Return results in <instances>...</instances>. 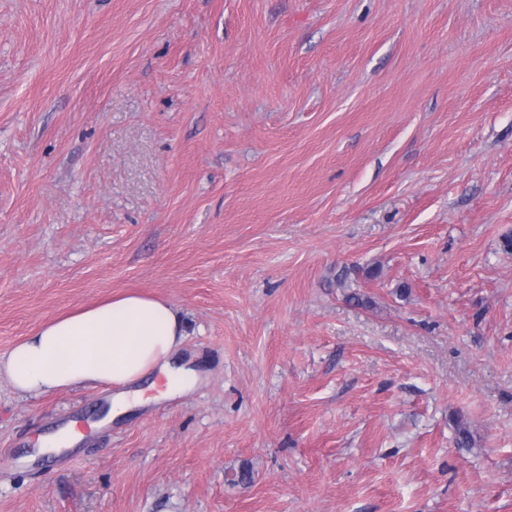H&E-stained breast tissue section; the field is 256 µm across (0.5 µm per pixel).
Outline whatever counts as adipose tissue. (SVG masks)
<instances>
[{"mask_svg": "<svg viewBox=\"0 0 512 512\" xmlns=\"http://www.w3.org/2000/svg\"><path fill=\"white\" fill-rule=\"evenodd\" d=\"M185 336L171 302L126 293L45 322L0 356V376L35 396L77 387L107 392L112 421L145 404L146 378L161 380V399L196 387L199 376L182 354Z\"/></svg>", "mask_w": 512, "mask_h": 512, "instance_id": "1", "label": "adipose tissue"}]
</instances>
